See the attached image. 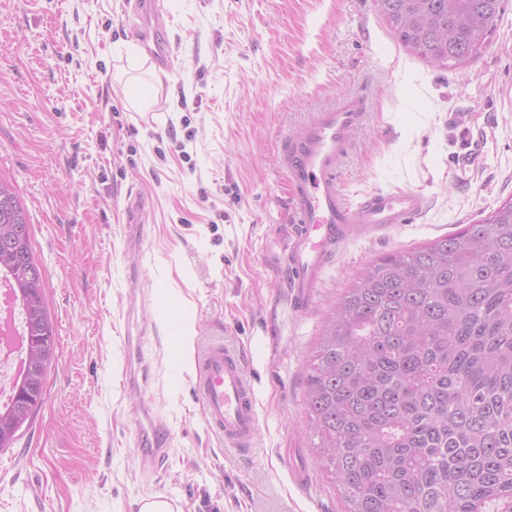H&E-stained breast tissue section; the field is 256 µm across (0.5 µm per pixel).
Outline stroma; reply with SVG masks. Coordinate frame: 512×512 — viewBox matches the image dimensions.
Masks as SVG:
<instances>
[{"label":"stroma","instance_id":"obj_1","mask_svg":"<svg viewBox=\"0 0 512 512\" xmlns=\"http://www.w3.org/2000/svg\"><path fill=\"white\" fill-rule=\"evenodd\" d=\"M163 4L153 25L171 73L130 34L127 0H0V177L29 215L56 333L44 402L0 448V512H137L157 494L180 512H344L306 424L307 363L366 264L512 197V0L458 68L412 54L374 0ZM355 93L370 109L341 165L346 193L413 189L428 208L348 243L298 312L280 149ZM465 125L486 145L463 174ZM130 190L149 200L134 224ZM220 338L245 355L257 398L248 455L208 432L191 386L198 351ZM131 342L145 368L136 384ZM146 407L170 431L159 466L136 448ZM289 459L310 467L309 487L293 485Z\"/></svg>","mask_w":512,"mask_h":512}]
</instances>
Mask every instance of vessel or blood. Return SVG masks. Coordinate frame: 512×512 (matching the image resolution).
<instances>
[{"mask_svg":"<svg viewBox=\"0 0 512 512\" xmlns=\"http://www.w3.org/2000/svg\"><path fill=\"white\" fill-rule=\"evenodd\" d=\"M129 9L140 21L133 33L146 41L152 64L173 71L175 58L170 47L149 43L143 28L156 10L155 0H131ZM366 115L363 95L343 96L335 106L313 113L295 129L283 150L294 213L284 263L288 297L296 311L308 309L325 269L348 241L394 224L413 223L427 208L425 196L416 190H373L357 202L345 194L339 164L351 151L353 135ZM192 387L202 401L210 431L225 447L249 454L256 445L260 416L241 354L223 343H209L197 356ZM165 432L162 418L146 410L136 441L142 462L155 465L167 458V449L160 446Z\"/></svg>","mask_w":512,"mask_h":512,"instance_id":"b4317fda","label":"vessel or blood"}]
</instances>
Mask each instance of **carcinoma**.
Instances as JSON below:
<instances>
[{
	"label": "carcinoma",
	"mask_w": 512,
	"mask_h": 512,
	"mask_svg": "<svg viewBox=\"0 0 512 512\" xmlns=\"http://www.w3.org/2000/svg\"><path fill=\"white\" fill-rule=\"evenodd\" d=\"M401 43L443 67L482 54L504 0H374ZM0 279L23 335L56 336L27 211L0 178ZM308 429L346 512H512V198L485 218L367 264L307 365Z\"/></svg>",
	"instance_id": "1"
}]
</instances>
